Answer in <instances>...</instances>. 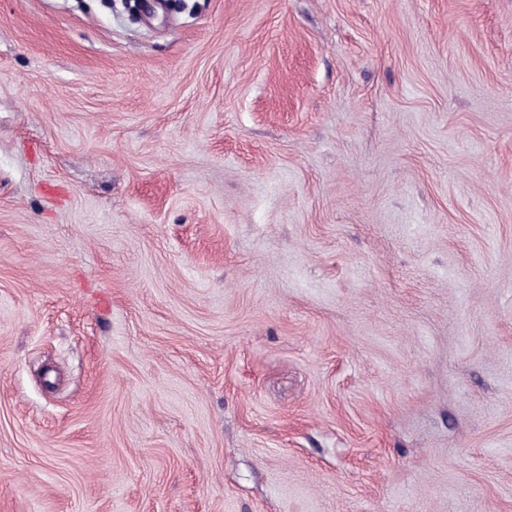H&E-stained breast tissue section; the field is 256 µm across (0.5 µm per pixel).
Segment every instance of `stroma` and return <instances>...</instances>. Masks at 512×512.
<instances>
[{"mask_svg": "<svg viewBox=\"0 0 512 512\" xmlns=\"http://www.w3.org/2000/svg\"><path fill=\"white\" fill-rule=\"evenodd\" d=\"M0 512H512V0H0Z\"/></svg>", "mask_w": 512, "mask_h": 512, "instance_id": "1", "label": "stroma"}]
</instances>
